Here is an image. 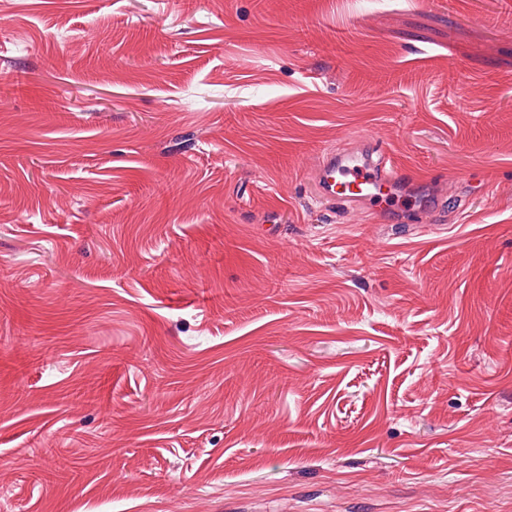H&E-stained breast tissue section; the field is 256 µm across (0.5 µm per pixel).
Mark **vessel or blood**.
<instances>
[{
  "label": "vessel or blood",
  "instance_id": "1",
  "mask_svg": "<svg viewBox=\"0 0 512 512\" xmlns=\"http://www.w3.org/2000/svg\"><path fill=\"white\" fill-rule=\"evenodd\" d=\"M399 173L381 144L365 142L359 151L325 152L317 167L320 196L331 202H366L381 211L391 206L409 212L413 206L399 197Z\"/></svg>",
  "mask_w": 512,
  "mask_h": 512
}]
</instances>
